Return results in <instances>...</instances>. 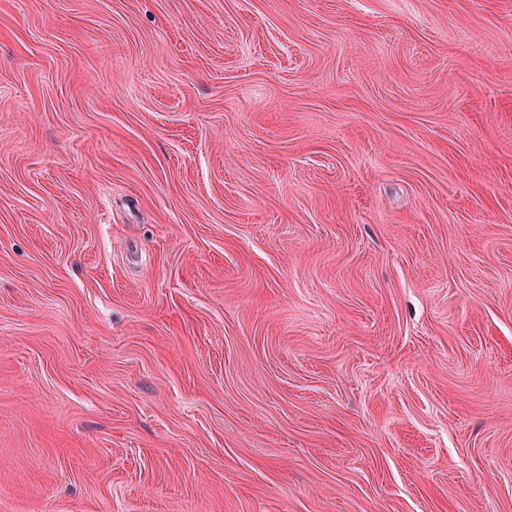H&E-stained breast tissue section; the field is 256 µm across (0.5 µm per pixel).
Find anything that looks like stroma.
Returning <instances> with one entry per match:
<instances>
[{
  "label": "stroma",
  "mask_w": 512,
  "mask_h": 512,
  "mask_svg": "<svg viewBox=\"0 0 512 512\" xmlns=\"http://www.w3.org/2000/svg\"><path fill=\"white\" fill-rule=\"evenodd\" d=\"M0 512H512V0H0Z\"/></svg>",
  "instance_id": "1"
}]
</instances>
